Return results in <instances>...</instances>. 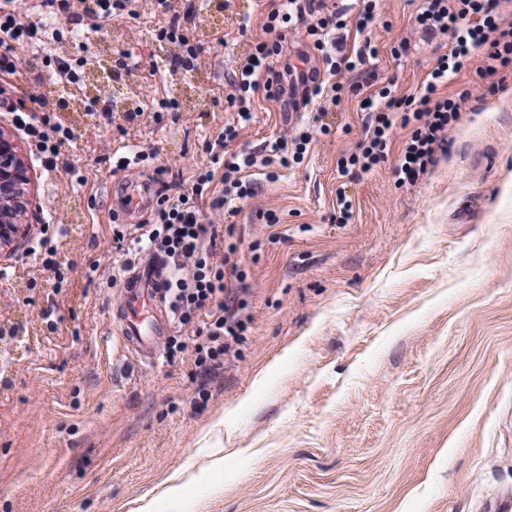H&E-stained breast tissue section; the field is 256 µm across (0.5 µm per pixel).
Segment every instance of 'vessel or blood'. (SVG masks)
<instances>
[{
  "label": "vessel or blood",
  "mask_w": 512,
  "mask_h": 512,
  "mask_svg": "<svg viewBox=\"0 0 512 512\" xmlns=\"http://www.w3.org/2000/svg\"><path fill=\"white\" fill-rule=\"evenodd\" d=\"M148 201L144 192L132 186L119 210L132 220L146 209ZM161 282L162 276L156 266L137 265L122 279L120 296L113 308V320L121 336L142 362L156 357L158 342L168 336L171 329L158 291Z\"/></svg>",
  "instance_id": "obj_1"
}]
</instances>
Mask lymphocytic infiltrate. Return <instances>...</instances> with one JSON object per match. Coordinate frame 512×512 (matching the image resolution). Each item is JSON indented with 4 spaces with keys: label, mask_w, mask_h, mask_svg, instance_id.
Wrapping results in <instances>:
<instances>
[{
    "label": "lymphocytic infiltrate",
    "mask_w": 512,
    "mask_h": 512,
    "mask_svg": "<svg viewBox=\"0 0 512 512\" xmlns=\"http://www.w3.org/2000/svg\"><path fill=\"white\" fill-rule=\"evenodd\" d=\"M415 26L429 37H443L448 52L410 93L394 95L390 86L379 85L374 72L358 81L340 82L342 73L353 72L377 54L367 29L376 20V0H362L360 9L337 5L336 0H265L262 29L257 41L226 79L228 107L234 108L236 124L225 125L206 141L208 162L197 169L189 186H168L150 224H134L115 231V242L131 241L135 256L149 255L163 272L162 296L176 333L169 337L167 353L177 357L192 351L195 374L209 379L224 367V357L248 330L247 321L236 316L235 295L228 289L239 274L233 260L232 224H208L206 209L222 210L231 202L256 196L257 182L248 170L283 168L302 163L313 139L303 131L293 138L277 137L260 150L234 149L239 124L252 118V99L264 93L280 101L288 88L300 89V106L315 105V122L327 132L323 120L340 104L345 93L363 94L369 112L354 152L341 159V175L368 173L388 157L397 129L407 130L397 173L401 182L416 183L438 161L448 146V132L461 119L467 92L447 93L452 77L474 69L486 93L493 94L512 81V10L508 0H418ZM129 0H0V76L17 71V51L39 38L34 14H47L70 26L89 21L93 27L124 14ZM162 13L159 39L178 44L180 54L172 67L190 68L200 49L187 34L171 0H157ZM354 24L363 37L361 45L345 52L338 30ZM305 30L320 51L323 66L292 71L282 59L288 47L289 29ZM11 123L35 146L40 165L55 170L63 163L65 144L75 136L74 127L58 119L53 99L39 94L18 99L7 108Z\"/></svg>",
    "instance_id": "1"
}]
</instances>
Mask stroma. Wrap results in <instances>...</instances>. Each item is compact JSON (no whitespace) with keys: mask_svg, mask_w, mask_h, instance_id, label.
Returning <instances> with one entry per match:
<instances>
[{"mask_svg":"<svg viewBox=\"0 0 512 512\" xmlns=\"http://www.w3.org/2000/svg\"><path fill=\"white\" fill-rule=\"evenodd\" d=\"M220 31L195 27L201 74L190 108L161 110L150 0L110 21L141 117L101 124L84 112L68 170H37L51 223L55 286L30 251H0V512H504L512 501V83L483 94L474 69L446 155L415 185L396 156L356 179L338 174L366 121L357 98L302 164L235 218L244 242L246 340L195 402L193 358L135 362L112 322L124 255L109 186L189 181L224 122L225 76L261 37L263 0H213ZM413 0H380L370 63L398 91L417 85L447 43L411 37ZM248 25L240 35V25ZM226 47H218L216 35ZM48 65L0 79V99L50 89ZM256 103L240 142L258 148L311 122ZM157 147V159L113 170L114 145ZM354 218L336 224V190ZM56 331H48L43 311Z\"/></svg>","mask_w":512,"mask_h":512,"instance_id":"1","label":"stroma"}]
</instances>
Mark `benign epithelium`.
Segmentation results:
<instances>
[{
  "instance_id": "benign-epithelium-1",
  "label": "benign epithelium",
  "mask_w": 512,
  "mask_h": 512,
  "mask_svg": "<svg viewBox=\"0 0 512 512\" xmlns=\"http://www.w3.org/2000/svg\"><path fill=\"white\" fill-rule=\"evenodd\" d=\"M34 203L33 167L0 128V250L13 249L26 239L29 225L21 217L32 214Z\"/></svg>"
}]
</instances>
